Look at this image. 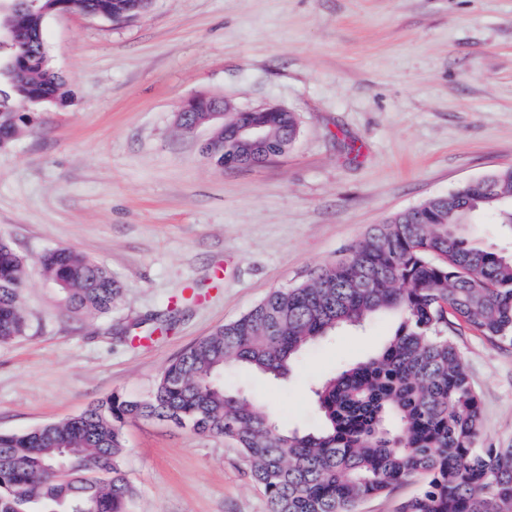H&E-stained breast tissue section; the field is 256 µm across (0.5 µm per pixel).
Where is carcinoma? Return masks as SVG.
Returning a JSON list of instances; mask_svg holds the SVG:
<instances>
[{
	"label": "carcinoma",
	"instance_id": "obj_1",
	"mask_svg": "<svg viewBox=\"0 0 512 512\" xmlns=\"http://www.w3.org/2000/svg\"><path fill=\"white\" fill-rule=\"evenodd\" d=\"M150 0H38L0 13L11 32L0 59V148L31 124L30 107L62 106L65 81L48 64L44 20L80 12L145 14ZM202 112L178 113L191 132ZM258 155L296 139L294 112L270 115ZM491 190L463 186L399 212L343 258L306 282L275 289L234 321L215 328L170 362L151 393H113L80 413L24 433L0 434V512H127L135 493L122 469L125 425L156 417L213 433L242 450L267 512H354L412 478L420 492L396 512H512V447L479 450V395L450 332L464 324L491 341L512 342V255L475 244L468 227L486 213L512 227V167ZM42 273L74 316L106 317L121 285L67 247L46 252ZM23 260L0 238V343L26 334ZM393 312L388 344L332 375L313 393L322 427L285 430L271 409L224 387V367L284 376L305 349L344 325Z\"/></svg>",
	"mask_w": 512,
	"mask_h": 512
}]
</instances>
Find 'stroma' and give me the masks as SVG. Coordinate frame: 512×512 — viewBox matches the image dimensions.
<instances>
[{"mask_svg":"<svg viewBox=\"0 0 512 512\" xmlns=\"http://www.w3.org/2000/svg\"><path fill=\"white\" fill-rule=\"evenodd\" d=\"M43 39L71 100L35 109L0 150V238L27 266L28 330L0 344V432L22 433L163 369L272 290L306 281L372 227L512 166V0H152L126 22L49 17ZM295 112L288 153L225 168L211 130L177 127L195 96ZM70 247L122 285L109 317L62 307L39 257ZM169 331L156 317L189 288ZM387 312L312 344L274 380L225 368L289 431L317 429L313 383L366 360ZM480 447L512 445V344L464 329ZM130 512H267L238 447L155 418L124 427Z\"/></svg>","mask_w":512,"mask_h":512,"instance_id":"1","label":"stroma"}]
</instances>
